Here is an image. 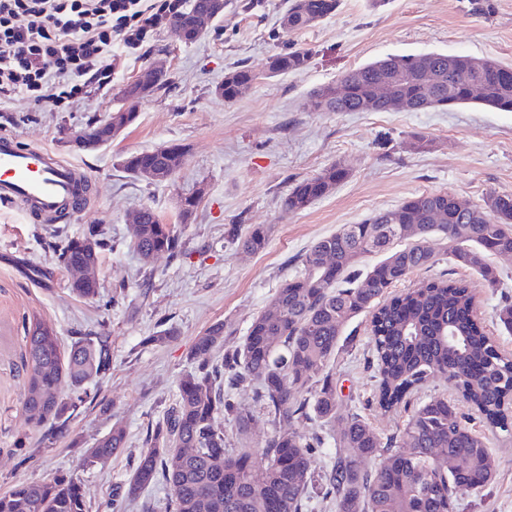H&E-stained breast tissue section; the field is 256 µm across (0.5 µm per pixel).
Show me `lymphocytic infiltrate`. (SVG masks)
Segmentation results:
<instances>
[{
  "label": "lymphocytic infiltrate",
  "instance_id": "lymphocytic-infiltrate-1",
  "mask_svg": "<svg viewBox=\"0 0 512 512\" xmlns=\"http://www.w3.org/2000/svg\"><path fill=\"white\" fill-rule=\"evenodd\" d=\"M183 0H0V98L72 104L82 82L111 75L113 44L143 48Z\"/></svg>",
  "mask_w": 512,
  "mask_h": 512
}]
</instances>
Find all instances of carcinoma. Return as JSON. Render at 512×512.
Wrapping results in <instances>:
<instances>
[{"label": "carcinoma", "mask_w": 512, "mask_h": 512, "mask_svg": "<svg viewBox=\"0 0 512 512\" xmlns=\"http://www.w3.org/2000/svg\"><path fill=\"white\" fill-rule=\"evenodd\" d=\"M202 5L203 0H187L171 22L189 26ZM339 5L340 0H288L281 29L290 34L315 26ZM311 58L309 49H285L269 57L262 75L237 66L224 75L220 96L236 101L257 80L299 72ZM393 79L412 112L470 104L512 112V66L434 51L393 55L346 71L314 89L309 106L318 112H379L375 86ZM475 81L482 84L477 96L470 93ZM168 84L169 73H158L146 84L123 87L119 101L128 103L135 94L142 98ZM181 163L182 156L166 145L121 160L123 170L139 179L148 166L173 175ZM347 176L346 168L333 163L296 182L285 209H307ZM143 218L144 223L132 225V246L142 261L183 253L172 225L149 208ZM237 240L246 252L265 246L259 227ZM107 241L106 228L90 224L48 248L71 270L98 264ZM366 254L384 259L364 272L358 263ZM490 254L512 256V194L490 191L468 209L445 192L423 193L315 241L300 257L296 275L254 317L239 347L210 359L223 341L222 323L197 338L193 355L202 362L179 379L175 404L147 429L144 448L110 508L115 512L119 502L139 499L162 480L171 490L169 512H308L318 486L333 497L336 512H460L463 496L490 484L497 469L486 438L469 427L461 405L483 418L487 430L511 441L512 354L502 352L486 332L466 280L437 279L391 297L388 290L414 270L445 259L496 289L499 276L487 261ZM70 288L93 299L99 281L94 274L74 278ZM364 314L370 315L374 344L375 404L384 412L407 411L398 431L385 438L357 410L336 430L332 363L346 327ZM23 332V409L47 437H62L75 413L94 399L93 386L112 370L109 337L81 333L64 347L37 318L24 320ZM437 373L458 377V398L439 395L409 406V396ZM244 384L254 387L256 404L274 424L258 457L249 448L225 447L220 422L230 416L238 430L250 426L253 415L240 411L225 392ZM303 420L316 428L299 430L296 423ZM124 444V431L112 430L85 464L106 461ZM330 447V465L316 471V456ZM373 458L377 466L365 468ZM0 512H89V506L78 478L62 474L50 482L15 486L0 496Z\"/></svg>", "instance_id": "1"}]
</instances>
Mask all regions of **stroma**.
<instances>
[{
	"label": "stroma",
	"instance_id": "stroma-1",
	"mask_svg": "<svg viewBox=\"0 0 512 512\" xmlns=\"http://www.w3.org/2000/svg\"><path fill=\"white\" fill-rule=\"evenodd\" d=\"M287 0H231L216 31L198 41L181 40L160 20L138 52L112 48V81L88 85L68 108H38L22 93L0 102V135L21 146L45 148L79 165L97 190L71 221L45 224L17 206L0 205V494L21 483H44L60 474L78 477L91 512H104L143 448L151 423L177 398L180 377L192 370L193 345L215 324L224 326V349L238 346L252 319L292 277L297 258L319 238L426 192H445L477 203L490 191L512 194V112L480 107L424 112H314L310 92L344 72L389 54L427 51L493 57L512 66V0H389L379 11L369 0H341L320 24L283 34ZM308 48L309 66L267 79L263 72L282 47ZM160 62L173 84L140 99L137 118L110 145L92 151L67 145L70 132L101 121L118 109L120 89L144 67ZM238 65L261 73L243 98L227 102L216 88ZM425 148H417V140ZM185 146L171 180L130 177L120 157L168 144ZM339 163L347 178L309 208L289 213L283 201L298 181ZM201 188L189 219L180 218V196ZM149 207L174 225L184 242L181 256L143 263L131 246L134 214ZM101 224L110 247L100 254L99 295L71 293V274L48 248L56 234L76 235ZM263 228L262 251H243L237 234ZM501 279L488 290L466 268L440 263L412 272L405 285L420 287L448 275L466 278L476 293L487 332L512 354V334L494 320L512 302V257L489 256ZM50 271L42 279L35 269ZM38 317L63 343L79 331H105L112 370L97 396L71 419L64 437L46 439L22 410L25 370L22 323ZM173 329L153 342L160 327ZM351 340L337 353L333 370L340 411L365 407L380 434L396 430L402 415L366 408L375 389L367 317L357 318ZM238 405L253 412L247 433L225 422L230 448L262 450L274 426L257 413L251 387L234 389ZM126 434L121 451L106 463L85 465L89 450L113 428ZM27 446L16 449L18 436ZM498 458L494 480L465 496L462 512H512V443L489 437Z\"/></svg>",
	"mask_w": 512,
	"mask_h": 512
}]
</instances>
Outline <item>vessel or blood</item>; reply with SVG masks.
I'll return each instance as SVG.
<instances>
[{
    "mask_svg": "<svg viewBox=\"0 0 512 512\" xmlns=\"http://www.w3.org/2000/svg\"><path fill=\"white\" fill-rule=\"evenodd\" d=\"M92 185L76 165L42 148H25L0 135V204L56 222L80 210Z\"/></svg>",
    "mask_w": 512,
    "mask_h": 512,
    "instance_id": "vessel-or-blood-1",
    "label": "vessel or blood"
}]
</instances>
